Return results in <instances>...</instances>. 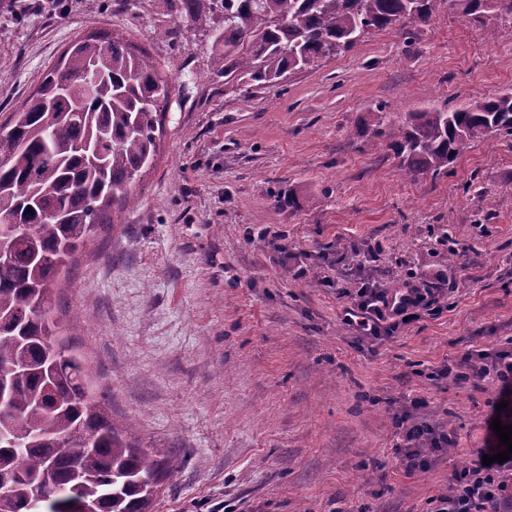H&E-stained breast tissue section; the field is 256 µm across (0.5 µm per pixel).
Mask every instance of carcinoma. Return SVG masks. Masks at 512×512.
Instances as JSON below:
<instances>
[{
  "label": "carcinoma",
  "mask_w": 512,
  "mask_h": 512,
  "mask_svg": "<svg viewBox=\"0 0 512 512\" xmlns=\"http://www.w3.org/2000/svg\"><path fill=\"white\" fill-rule=\"evenodd\" d=\"M437 0H182L195 22L217 32L213 58L225 81L270 86L354 47L371 30L406 31ZM481 23L512 25V0H448ZM133 42L78 36L37 89L0 125V223L21 226L0 268V512H151L177 467L122 439L89 387L80 356L57 336L50 296L66 259L112 207L134 205L132 188L165 136L172 79ZM105 78L92 93L84 79ZM374 135L406 175L448 173L468 146L512 137V90L454 110L376 115Z\"/></svg>",
  "instance_id": "1"
}]
</instances>
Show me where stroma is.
I'll list each match as a JSON object with an SVG mask.
<instances>
[{"label": "stroma", "mask_w": 512, "mask_h": 512, "mask_svg": "<svg viewBox=\"0 0 512 512\" xmlns=\"http://www.w3.org/2000/svg\"><path fill=\"white\" fill-rule=\"evenodd\" d=\"M68 5L0 0V124L80 33L133 40L175 87L138 204L93 234L52 299L113 421L178 467L153 512H430L484 446L498 384L429 374L512 338V137L413 181L372 124L512 87V27L438 0L414 39L373 31L247 88L214 74L211 33L179 0ZM267 227L285 252L261 242ZM410 277L438 287V311L357 341L340 289ZM413 400L456 440L425 472L394 455L393 416Z\"/></svg>", "instance_id": "obj_1"}]
</instances>
